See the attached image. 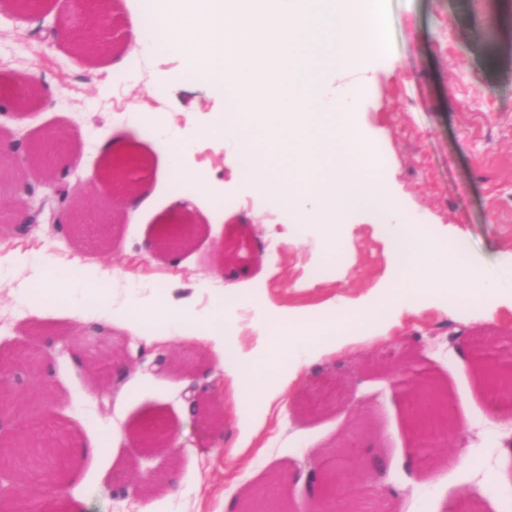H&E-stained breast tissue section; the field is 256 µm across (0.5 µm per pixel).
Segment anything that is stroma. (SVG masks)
<instances>
[{"instance_id": "stroma-1", "label": "stroma", "mask_w": 512, "mask_h": 512, "mask_svg": "<svg viewBox=\"0 0 512 512\" xmlns=\"http://www.w3.org/2000/svg\"><path fill=\"white\" fill-rule=\"evenodd\" d=\"M112 2L115 16L103 21L101 45L88 53L52 37L63 24L82 32L84 17L72 0H44L27 17L0 0V135L31 140L51 130L78 132L80 156L64 177L92 196L78 237L65 224L24 231L0 226V265L10 272L0 281V359L37 354L40 372L27 382L40 379L54 390L51 404L27 405L10 426L37 414L83 441L112 439L104 457L76 450L72 466L83 482L79 491L64 489L60 501L70 512H140L147 502L155 512H240L243 497L259 503L281 493L303 501L316 489L313 457L336 455L352 422L324 408L305 417L292 403L312 381L342 375L370 425L357 459L386 489L373 501L374 512H458L468 491L476 512H512V451L502 445L470 348L455 343L460 335L511 333V307L490 310L460 298L419 302L370 346L314 363L294 391L272 404L255 447L242 452L233 446L237 415L229 373L204 343L165 342L159 316L132 329L114 322L108 310L84 321L62 313L65 279L52 294H33L34 263L44 258L63 272L99 266L120 302L148 299L161 288L174 301L192 298L203 315L212 293H256L263 305L224 311L237 344L248 350L260 333L278 328L275 311L349 304L391 277V225L353 213L331 240L320 225L297 223L256 192L228 163L223 140L202 134L224 107L209 79L186 80L184 58L131 42V30L141 27L140 0ZM508 10L512 0H390L391 46L370 63L374 85L359 114L409 220L440 247L464 246L488 267L512 259V30L501 25ZM119 52L125 62L115 72L109 64ZM118 75L123 84H115ZM161 79L168 91L158 97L152 88ZM25 80L42 87L43 101L31 110L18 94ZM155 113L163 129L146 124V115ZM167 132L186 144L184 163L203 174L208 190H184L202 225L192 246L158 254L154 240L175 221L168 205L175 186L157 173ZM111 138L143 157L141 189L152 199L149 209L129 213L121 224L108 223L117 200L93 181L103 159L99 143ZM62 336L71 340L66 354L57 343ZM112 353L141 361L114 376L103 403L87 365ZM406 355L428 366L447 392L458 433L432 467L415 458L398 393L358 368L366 357L387 364ZM191 381L203 398L216 399L223 426L186 411L182 392ZM143 425L166 427L170 447L142 455L130 433Z\"/></svg>"}]
</instances>
